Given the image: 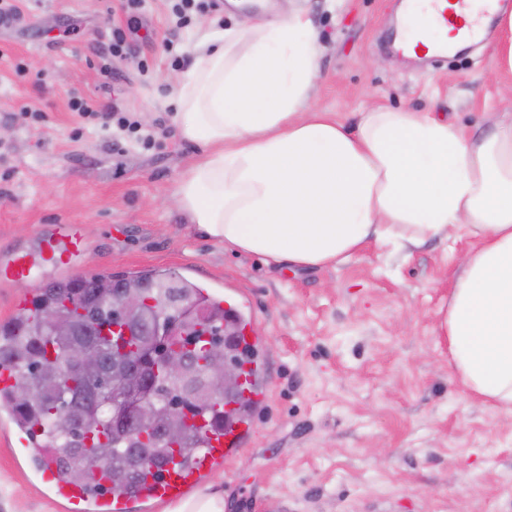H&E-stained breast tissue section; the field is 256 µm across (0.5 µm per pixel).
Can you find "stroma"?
Returning a JSON list of instances; mask_svg holds the SVG:
<instances>
[{"label": "stroma", "instance_id": "1", "mask_svg": "<svg viewBox=\"0 0 512 512\" xmlns=\"http://www.w3.org/2000/svg\"><path fill=\"white\" fill-rule=\"evenodd\" d=\"M0 25V264L25 251L42 281L43 234L81 225L70 276L107 270L241 289L267 338L270 391L250 443L207 481L226 512H512V416L468 395L448 363L440 309L456 267L432 242L369 245L342 266L272 268L195 230L174 192L199 156L178 138L169 77L189 66L206 29L272 18L278 0H217L176 27L172 0H6ZM402 0H296L322 48L313 106L347 121L371 103L434 112L488 133L481 117L512 84L492 50L408 59L394 42ZM126 35L112 76L97 69L114 30ZM24 73H17V66ZM82 97L139 120L141 134L69 108ZM0 407V512H62L14 454Z\"/></svg>", "mask_w": 512, "mask_h": 512}]
</instances>
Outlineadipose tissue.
I'll return each instance as SVG.
<instances>
[{
	"instance_id": "1",
	"label": "adipose tissue",
	"mask_w": 512,
	"mask_h": 512,
	"mask_svg": "<svg viewBox=\"0 0 512 512\" xmlns=\"http://www.w3.org/2000/svg\"><path fill=\"white\" fill-rule=\"evenodd\" d=\"M320 57L294 0L276 19L205 35L172 78L177 133L200 151L177 208L225 249L279 267L340 266L371 243L474 239L440 329L459 383L512 415V86L486 137L373 106L350 125L310 106Z\"/></svg>"
}]
</instances>
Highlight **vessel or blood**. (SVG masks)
Listing matches in <instances>:
<instances>
[{"instance_id":"vessel-or-blood-1","label":"vessel or blood","mask_w":512,"mask_h":512,"mask_svg":"<svg viewBox=\"0 0 512 512\" xmlns=\"http://www.w3.org/2000/svg\"><path fill=\"white\" fill-rule=\"evenodd\" d=\"M469 9V0H448L446 7L436 8V24L431 33L439 42L437 54H444L448 50L443 42L445 27H452L463 41L477 37L478 31L468 19ZM84 251V238L76 224L55 225L43 241L45 259L54 266L70 263ZM33 277L29 257L22 251H15L7 264L0 265L1 281L30 280ZM220 307L226 320L237 324L241 344L248 349L250 358L245 366L240 405L227 407L216 404L212 407L211 416L202 417L205 446L191 451L190 465L184 466L174 461L167 465L162 478L149 480L147 485L112 495L92 494L62 479L52 461L53 450L45 442H28L27 456L37 461L43 479L51 484L58 497L82 505L84 512H140L142 506L148 503L186 498L194 487L246 447L255 429L248 411L267 401V389L261 382L266 359L260 348V338L254 332L253 321L248 316L250 305L247 298L231 294L221 302Z\"/></svg>"}]
</instances>
